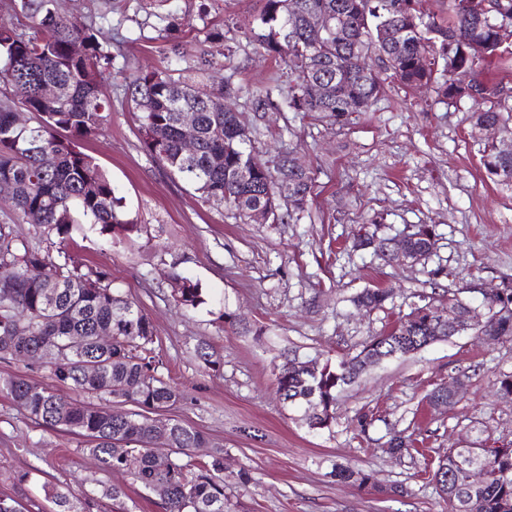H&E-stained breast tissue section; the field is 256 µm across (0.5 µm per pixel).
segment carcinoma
<instances>
[{"mask_svg": "<svg viewBox=\"0 0 512 512\" xmlns=\"http://www.w3.org/2000/svg\"><path fill=\"white\" fill-rule=\"evenodd\" d=\"M486 14H464L455 0H448V25L426 21L415 0H265L248 39L265 49L288 71V94L283 102L273 99L271 89L252 91L255 112L281 110L304 112L333 123L348 119V100L358 101V112L372 106L381 89V72L388 70L385 57L399 64L395 76L405 85L430 84L439 73L444 78L437 94L445 99H477L486 108L473 115L472 134L496 126L512 139V127L502 112H512L506 100L481 94L480 84L464 82L454 70L472 73L475 62L504 52L496 22L512 20V0H490ZM28 23L23 28L0 26V83L23 91L24 100H0V183L12 187L10 202L18 218L27 224H41L46 234L59 238L57 255L29 245L13 224H0V330L15 328L16 339L0 342V359H41L49 348L65 349L62 362L52 368L54 380L88 395L79 403L69 401L47 387L32 390L34 383L20 376L0 377V393L10 397L38 425L64 430L87 439V450L104 470L131 469L141 485L155 483L169 488L165 512H224V456L217 454L201 466L173 459L163 468L155 445L162 444L186 454L199 448L205 436L196 428L173 422L165 435L155 433L150 418L138 411L117 409L107 412L98 401L113 399L149 410L170 408L180 392L159 373L155 331L147 315L133 302L112 289L106 273L80 264L67 250L71 226L89 223L100 233L128 237L138 232L126 218L123 197L95 158L83 152L79 142L102 131L108 123L112 104L99 93V80L112 69V53L102 42L95 21L58 15L53 0H21ZM318 13L328 24L319 33L310 28L305 15ZM163 66L132 77L127 98L137 118L143 144L149 155L168 172L194 187L206 202L222 201L234 210V218L248 223L247 210L280 192L288 182V214L277 213L274 221L298 219L311 195L314 178L292 155L279 157L274 167L250 174L245 183L228 174L248 168L252 151L239 141V114L215 112L212 97L224 93L212 81L224 63L202 48L187 57L183 47L185 24L171 16L160 17ZM346 31L344 43H336L331 31L336 25ZM394 30L398 37L386 42ZM76 39L87 43L86 56L76 58L69 45ZM454 55L452 65L439 66ZM332 84L325 100L308 99L313 82ZM46 84H57L62 98L54 106L42 104L40 92ZM39 116L37 125L17 126L14 113L19 106ZM189 110L198 125V149L194 156L181 154L179 116ZM160 130L164 143L152 147L148 133ZM483 165L488 175L512 187V153L504 154L493 142H486ZM380 225L370 220L359 225L354 246L373 248L383 261L399 259L400 252L425 258L437 240L435 225L421 224L394 240L378 236ZM178 302L194 309L201 303L199 283L184 277ZM393 289L366 288L352 298L357 307L382 309ZM488 316L469 328L477 336L497 339L512 336V279L501 282L493 295H483ZM470 302L460 292L448 290V297L422 298L404 316L369 346L338 365L326 363L310 368L297 354L285 358L275 375L283 401L304 408L302 420L312 430L329 427L336 391L354 382L375 363L413 354L430 343L448 337V320L466 324ZM112 328V344L103 347L90 341L102 325ZM81 336L84 343L69 345ZM99 366L94 378L87 365ZM489 439L475 448H448L439 458L433 480L443 500V512H512V445L490 446ZM388 445L395 452L409 451L412 435L397 431ZM475 460L489 467V478L474 488L468 480ZM57 512H81L70 493L55 485H44Z\"/></svg>", "mask_w": 512, "mask_h": 512, "instance_id": "cac0c4a2", "label": "carcinoma"}]
</instances>
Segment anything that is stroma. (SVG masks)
Returning a JSON list of instances; mask_svg holds the SVG:
<instances>
[{
	"mask_svg": "<svg viewBox=\"0 0 512 512\" xmlns=\"http://www.w3.org/2000/svg\"><path fill=\"white\" fill-rule=\"evenodd\" d=\"M264 0H54L63 16L97 19L112 52L100 83L112 103L100 134L83 140L125 199L139 226L122 239L77 224L68 243L77 261L106 271L113 288L150 318L165 380L180 400L158 411L207 437L191 457L224 452L225 512H440L432 475L449 447H466L476 428L498 444L512 442V401L498 398L491 379L512 372V337L486 341L473 334L432 343L416 354L367 368L336 397L334 419L309 429L288 409L275 385L282 353L297 347L317 364L338 362L410 312L420 296L470 288L482 291L512 278V189L492 181L483 166L485 144L471 137L470 99L440 100L433 88L401 84L391 72L370 111L332 125L301 112L253 111L252 89L288 90L281 63L249 43ZM193 26L194 53L210 24H223L231 42L210 44L226 58L224 81L250 132L252 154L270 162L293 151L314 178L313 193L294 224H240L222 203L202 202L143 148L139 123L125 96L126 77L161 65L159 19ZM232 57H225V47ZM381 216L380 236L394 238L416 224L435 225L436 248L425 262L386 264L352 248L362 218ZM449 277L432 278L437 267ZM199 281L203 302L184 309L173 274ZM365 288H390L385 309H357ZM211 343L220 360L209 369L195 348ZM468 374L467 392L453 407H431L427 394L449 377ZM373 420L359 433L355 416ZM409 429L413 452L395 456L390 431ZM368 473L366 486L337 480L336 466ZM27 481H19L21 473ZM70 487L92 512H112L106 489L118 485L127 512H164L161 497L130 473L101 469L82 438L35 423L0 394V496L28 512H56L44 483ZM404 486L405 496L391 494Z\"/></svg>",
	"mask_w": 512,
	"mask_h": 512,
	"instance_id": "1",
	"label": "stroma"
}]
</instances>
